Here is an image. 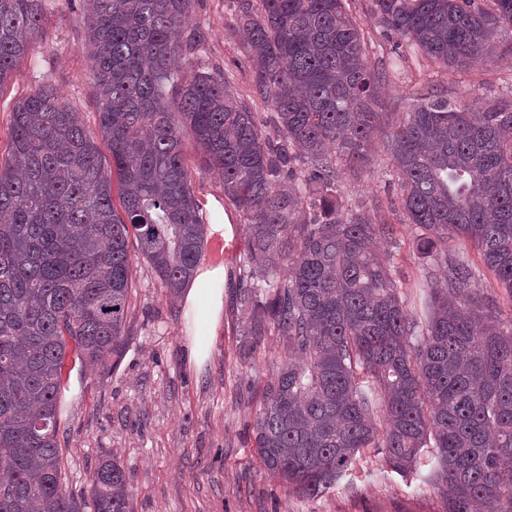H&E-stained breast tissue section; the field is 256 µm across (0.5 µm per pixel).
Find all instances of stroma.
Instances as JSON below:
<instances>
[{
    "label": "stroma",
    "mask_w": 512,
    "mask_h": 512,
    "mask_svg": "<svg viewBox=\"0 0 512 512\" xmlns=\"http://www.w3.org/2000/svg\"><path fill=\"white\" fill-rule=\"evenodd\" d=\"M369 5V0H348L353 18L371 38L373 64L387 72L375 105L378 130L366 161L341 166L337 186L343 204L361 205L374 222L395 225V243L382 241L378 248L393 253L403 291L420 313L426 282L409 227L389 207L399 186L386 134L423 82L469 106L512 98V28L495 30V51L484 61L439 68L417 57L396 58ZM188 25L207 37L201 53L205 67L224 74L253 111H263L251 97L255 62L235 28L230 0H193ZM31 44L0 88V162L10 151L13 106L41 84L62 94L87 131L97 127L92 64L77 0H42V25ZM185 162L194 173V195L207 225L200 263L224 267V310L211 356L200 365L191 361L182 296H170L149 264L136 259L115 365L91 371L75 356L67 358L58 433L65 490L89 498L97 467L113 454L131 490L129 512H445L443 499L427 482L432 467L427 456L403 476L387 467L378 449H367L335 489L310 500L260 463L253 448L254 417L287 358L284 339L273 330L246 348L235 303L246 252L242 216L225 198L223 178L199 173L198 151H188Z\"/></svg>",
    "instance_id": "stroma-1"
}]
</instances>
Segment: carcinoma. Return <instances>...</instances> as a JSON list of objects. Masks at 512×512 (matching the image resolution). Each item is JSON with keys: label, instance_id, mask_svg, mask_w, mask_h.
<instances>
[{"label": "carcinoma", "instance_id": "obj_1", "mask_svg": "<svg viewBox=\"0 0 512 512\" xmlns=\"http://www.w3.org/2000/svg\"><path fill=\"white\" fill-rule=\"evenodd\" d=\"M490 2L370 0V11L398 57L446 67L482 60L491 30L512 27V0ZM191 3L82 0L100 141L49 85L14 107L0 162V512H83L58 448L67 341L91 368L118 355L131 245L170 295L192 279L206 232L190 145L247 230L242 335L273 328L288 350L254 420L264 467L315 498L368 448L401 475L430 448L446 512H512V317L448 245L475 248L512 295V102L473 112L423 85L389 134L413 253L441 276L419 316L371 247L394 225L342 205L336 186L343 161L366 158L386 79L345 0H234L264 112L201 66ZM41 21V0H0V86ZM90 493L94 512H128L117 456Z\"/></svg>", "mask_w": 512, "mask_h": 512}]
</instances>
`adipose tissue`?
Wrapping results in <instances>:
<instances>
[{
	"label": "adipose tissue",
	"instance_id": "1",
	"mask_svg": "<svg viewBox=\"0 0 512 512\" xmlns=\"http://www.w3.org/2000/svg\"><path fill=\"white\" fill-rule=\"evenodd\" d=\"M223 304V267L199 269L194 286L183 300L190 354L196 363H204L211 354L209 338L216 331Z\"/></svg>",
	"mask_w": 512,
	"mask_h": 512
}]
</instances>
